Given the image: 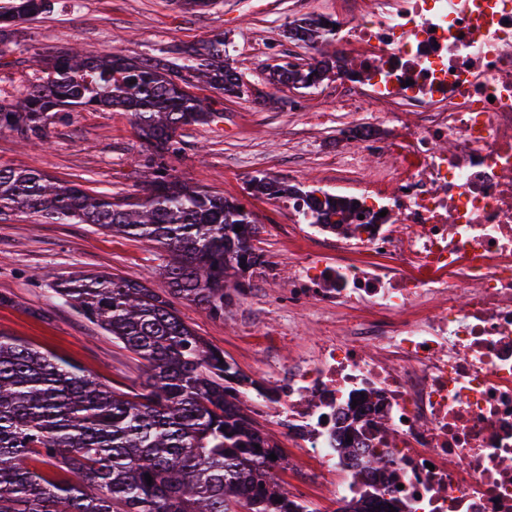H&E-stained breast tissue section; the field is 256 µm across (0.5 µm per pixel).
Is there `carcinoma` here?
Instances as JSON below:
<instances>
[{
	"instance_id": "carcinoma-1",
	"label": "carcinoma",
	"mask_w": 512,
	"mask_h": 512,
	"mask_svg": "<svg viewBox=\"0 0 512 512\" xmlns=\"http://www.w3.org/2000/svg\"><path fill=\"white\" fill-rule=\"evenodd\" d=\"M49 8L50 0H0V43L19 22ZM334 37L333 25L321 18L289 27L290 39L313 46ZM178 53L186 62L65 48L45 62L19 103L0 100V132L41 141L61 112L108 108L130 113L140 137L161 158L178 128L215 116L188 91L193 81L221 94H243L224 58V38ZM335 67L337 60L323 56L306 69L280 66L271 79L311 86ZM251 190L302 197L309 223H336L331 194L318 196L267 176L253 178ZM16 212L96 224L155 243L171 260L163 293L139 279L106 274L75 277L54 289L144 361L137 390L111 388L20 338L0 335V512H310L273 489L266 460L277 448L226 396L224 382L240 371L173 304L179 298L224 313L231 287L261 264L252 212L235 199L178 181L162 161L144 198L134 203H117L35 170L0 166V215ZM32 460L52 467L53 475L31 466Z\"/></svg>"
}]
</instances>
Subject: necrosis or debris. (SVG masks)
<instances>
[{"mask_svg":"<svg viewBox=\"0 0 512 512\" xmlns=\"http://www.w3.org/2000/svg\"><path fill=\"white\" fill-rule=\"evenodd\" d=\"M332 19L342 139L382 172H337L344 228L294 224L334 237L283 291L324 331L264 336L295 354L233 400L284 427L331 500L512 512V0H338Z\"/></svg>","mask_w":512,"mask_h":512,"instance_id":"1","label":"necrosis or debris"}]
</instances>
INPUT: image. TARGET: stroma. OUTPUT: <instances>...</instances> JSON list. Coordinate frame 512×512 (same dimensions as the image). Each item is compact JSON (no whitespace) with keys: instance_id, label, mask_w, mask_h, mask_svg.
<instances>
[{"instance_id":"35a3bbf8","label":"stroma","mask_w":512,"mask_h":512,"mask_svg":"<svg viewBox=\"0 0 512 512\" xmlns=\"http://www.w3.org/2000/svg\"><path fill=\"white\" fill-rule=\"evenodd\" d=\"M50 9L20 24L16 40L0 45V96L19 98L39 75V60L73 44L90 53L117 48L130 58L156 57L172 46H190L223 35L224 53L236 69L244 96H221L199 83L195 96L212 100L206 125L178 130L166 157L171 174L193 187L233 198L250 210L265 258L243 282L223 316L178 299L180 317L242 372L262 363L260 331L291 324L306 342L320 334L315 311L289 315L277 292L301 250L288 235V203L249 194L253 177L267 176L306 190L332 193V161L368 174L379 156L360 145L337 149L347 119L336 105V76L309 88L281 86L272 69L289 60L307 66L314 49L286 36L290 23L336 6V0H218L203 12L172 0H50ZM149 152L129 113L64 112L49 127L46 143L23 145L0 133V166H22L117 202L142 197ZM169 256L159 246L115 235L94 224H58L36 214L0 220V335L21 338L72 363L107 386H138L143 365L111 336L58 299L55 285L79 274L137 277L161 289Z\"/></svg>"}]
</instances>
